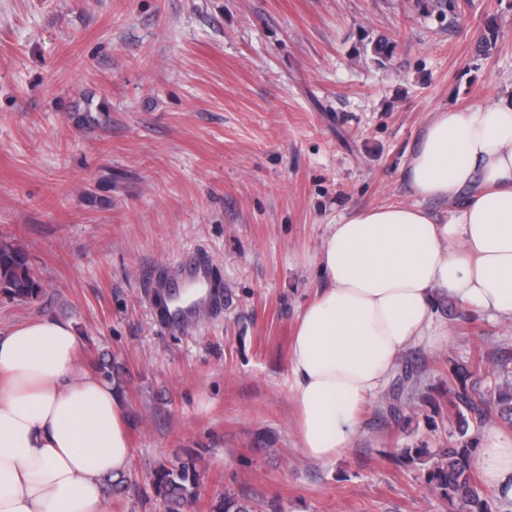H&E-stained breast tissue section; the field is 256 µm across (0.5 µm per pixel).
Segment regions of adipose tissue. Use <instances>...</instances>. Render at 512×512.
I'll use <instances>...</instances> for the list:
<instances>
[{"label": "adipose tissue", "instance_id": "adipose-tissue-1", "mask_svg": "<svg viewBox=\"0 0 512 512\" xmlns=\"http://www.w3.org/2000/svg\"><path fill=\"white\" fill-rule=\"evenodd\" d=\"M409 179L449 210L370 207L328 225L322 240L325 285L300 314L289 355L308 458L347 453L411 344L447 342L438 299L512 322V88L435 112ZM81 342L52 315L0 331V512H107L103 481L130 465L123 400L79 369ZM478 465L512 502V441L487 430Z\"/></svg>", "mask_w": 512, "mask_h": 512}]
</instances>
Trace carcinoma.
Listing matches in <instances>:
<instances>
[{
  "mask_svg": "<svg viewBox=\"0 0 512 512\" xmlns=\"http://www.w3.org/2000/svg\"><path fill=\"white\" fill-rule=\"evenodd\" d=\"M40 283L35 276L26 253L7 242L0 243V293L12 299L28 300L38 295ZM455 377L454 387L448 390V412L459 423V434L463 440L448 447L443 458L427 468V482L440 497L447 500L458 512H489L487 501L478 488L473 466L474 448L464 439L470 423L484 421L487 410L495 407L501 417L512 423V354H503L495 363L494 372L506 382L490 400L478 397L467 384L470 371L457 364L450 368ZM414 372L404 366L400 383L391 395L389 409L400 410L402 393L415 389ZM391 456L400 463L424 462L431 456L427 448H397ZM200 475L193 461H181L172 467L159 468L151 480L152 490L167 512H180L184 504L192 501L198 491ZM213 512H250L249 507L230 496L224 497L213 507Z\"/></svg>",
  "mask_w": 512,
  "mask_h": 512,
  "instance_id": "obj_1",
  "label": "carcinoma"
}]
</instances>
